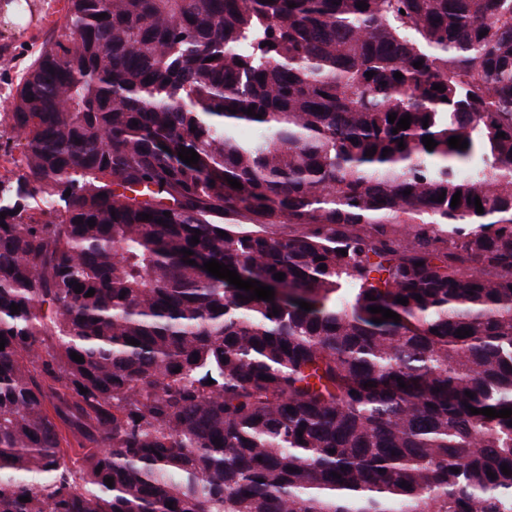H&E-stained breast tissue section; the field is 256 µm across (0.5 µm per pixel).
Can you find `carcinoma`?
<instances>
[{
  "instance_id": "cac0c4a2",
  "label": "carcinoma",
  "mask_w": 512,
  "mask_h": 512,
  "mask_svg": "<svg viewBox=\"0 0 512 512\" xmlns=\"http://www.w3.org/2000/svg\"><path fill=\"white\" fill-rule=\"evenodd\" d=\"M364 2L65 0L0 180V512H512L466 409L512 408V0Z\"/></svg>"
}]
</instances>
